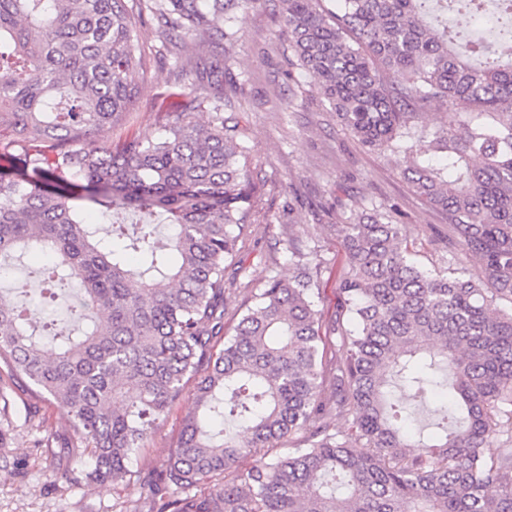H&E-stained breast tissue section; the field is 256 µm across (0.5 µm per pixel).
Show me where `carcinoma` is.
Wrapping results in <instances>:
<instances>
[{
    "label": "carcinoma",
    "mask_w": 512,
    "mask_h": 512,
    "mask_svg": "<svg viewBox=\"0 0 512 512\" xmlns=\"http://www.w3.org/2000/svg\"><path fill=\"white\" fill-rule=\"evenodd\" d=\"M241 2L0 0V268L52 254L50 298L81 295L77 332L46 339L0 294V361L67 411L57 464L92 460L71 480L133 487L119 512H512V0H279L321 101L361 146L405 158L448 224V266L419 264L398 204L363 208L327 225L347 256L327 318L318 239L281 225L292 275L251 289L229 328L225 263L265 190L221 116L237 101L216 93L239 85L224 77ZM150 18L221 51L166 91L163 137L100 143L135 106ZM198 90L207 127L185 120ZM433 105L446 118L430 130ZM83 201L139 216L113 226L120 250ZM189 385L164 464L131 470Z\"/></svg>",
    "instance_id": "obj_1"
}]
</instances>
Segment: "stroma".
Returning a JSON list of instances; mask_svg holds the SVG:
<instances>
[{
	"mask_svg": "<svg viewBox=\"0 0 512 512\" xmlns=\"http://www.w3.org/2000/svg\"><path fill=\"white\" fill-rule=\"evenodd\" d=\"M278 10L277 0H252L237 13L231 68L242 85L237 98L244 106L237 120L248 137L252 174L264 181L265 192L253 204L252 234L225 272L232 291L225 297L224 319L230 323L241 317L250 287L271 275L285 278L290 273L276 245L274 228L279 224L315 228L323 259L321 306L328 316L336 310L345 265L343 244L328 227L345 223L356 203L400 204L407 213L402 236L417 248L422 264L439 267L446 256L433 240L448 226L413 195L403 176V158L363 149L335 115L321 107L317 94L297 98L298 88L310 89L312 82L302 75L294 81L288 78L293 57L279 34ZM136 34L151 66L133 111L103 134L107 143L162 137V94L174 80L188 85L195 81L193 73H179L174 64L189 62L204 49L195 36L171 46L149 24L137 26ZM0 294L58 326L70 320L67 307L43 302L39 283L26 272L0 280ZM0 396L10 402L9 431L0 440V512H114L117 495L112 485L71 484L58 470L52 449L39 447L44 432L28 414L30 399L1 363ZM192 406V399H185L158 422L146 441L147 453L133 458V468L166 459Z\"/></svg>",
	"mask_w": 512,
	"mask_h": 512,
	"instance_id": "1",
	"label": "stroma"
}]
</instances>
